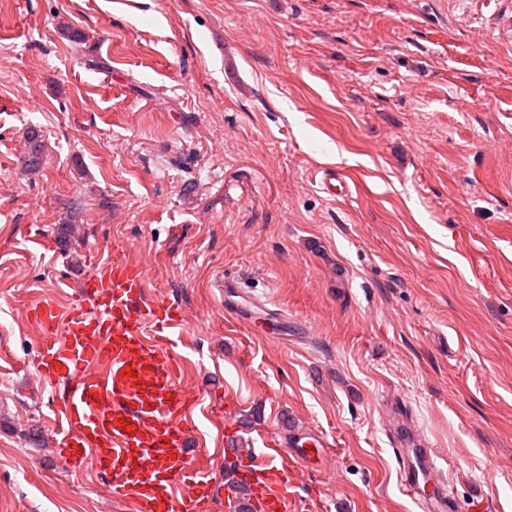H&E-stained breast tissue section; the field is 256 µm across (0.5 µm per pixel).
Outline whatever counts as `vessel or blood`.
<instances>
[{
  "instance_id": "vessel-or-blood-1",
  "label": "vessel or blood",
  "mask_w": 512,
  "mask_h": 512,
  "mask_svg": "<svg viewBox=\"0 0 512 512\" xmlns=\"http://www.w3.org/2000/svg\"><path fill=\"white\" fill-rule=\"evenodd\" d=\"M490 31L512 41V0H494ZM330 196H347L350 184L336 170H323ZM144 264L114 259L84 279L67 304L46 297L29 315L38 326V374L66 389L58 407L62 437L54 453L76 470L105 478L106 491L131 512H239L236 489L218 499L215 483L190 456L196 398L180 380L169 335L182 328L183 310L168 297L147 293ZM410 464L400 474L406 493L428 512H453L455 499L440 477L435 455L410 425L400 430ZM271 456L236 454V482L250 512H303L296 476L313 462L330 466L322 436L292 432L272 441Z\"/></svg>"
}]
</instances>
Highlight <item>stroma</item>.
Wrapping results in <instances>:
<instances>
[{
  "label": "stroma",
  "instance_id": "stroma-1",
  "mask_svg": "<svg viewBox=\"0 0 512 512\" xmlns=\"http://www.w3.org/2000/svg\"><path fill=\"white\" fill-rule=\"evenodd\" d=\"M117 255L185 311L217 491L229 395L255 451L331 444L311 512H420L397 405L459 512H512V43L469 0H0V512H130L53 455L27 318ZM321 172V185L326 193L333 197L350 194V184L343 174L335 169H323Z\"/></svg>",
  "mask_w": 512,
  "mask_h": 512
}]
</instances>
